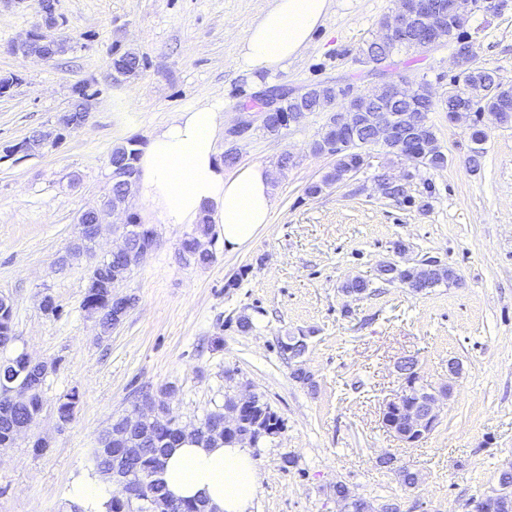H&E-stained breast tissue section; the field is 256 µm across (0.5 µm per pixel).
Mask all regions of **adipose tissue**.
<instances>
[{"label":"adipose tissue","instance_id":"1","mask_svg":"<svg viewBox=\"0 0 512 512\" xmlns=\"http://www.w3.org/2000/svg\"><path fill=\"white\" fill-rule=\"evenodd\" d=\"M330 0H276L249 30L237 66L258 78L296 59L323 25ZM221 109L204 106L178 113L155 133L138 161V190L161 223L196 224L217 213L224 247L250 246L275 208L269 166L253 163L227 172L219 156ZM161 477L171 496L203 500L212 512H248L259 488L251 449L244 444L185 441L162 459ZM114 486L98 472L76 477L68 491L81 512H109Z\"/></svg>","mask_w":512,"mask_h":512}]
</instances>
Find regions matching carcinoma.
Masks as SVG:
<instances>
[{
  "label": "carcinoma",
  "mask_w": 512,
  "mask_h": 512,
  "mask_svg": "<svg viewBox=\"0 0 512 512\" xmlns=\"http://www.w3.org/2000/svg\"><path fill=\"white\" fill-rule=\"evenodd\" d=\"M415 42L407 35L398 41L381 45L376 41H368L360 50L359 61L365 64L377 63L384 59H392L403 49H412ZM374 96L383 101L390 113L401 115L413 113L421 118L414 131V152L401 153L398 149L387 146L389 152L403 156L414 171L421 168L428 170L441 169L448 163V156L442 150L434 126L429 119V113L434 111L432 93L429 83L423 81L414 86L403 78L401 87L393 98L386 99L385 89L374 91ZM345 99L343 89L327 83H319L310 87L308 97L295 101L284 99L281 103V118L262 125V132L269 137L282 135L287 125L284 119L303 113L324 112L326 120L317 133L312 148L316 153H333L336 164L323 179L308 186L307 194L314 196L322 192L326 186H331L342 180L343 171L348 167H363L365 150L368 145L353 143L346 140H336V104ZM460 106L466 107L476 117L488 113L495 117L498 123L512 124V83L502 80L498 70L486 66L479 61H467L459 66L457 72L449 77L448 82V111L454 112ZM471 148L470 163L478 167L484 154L483 141L487 139L486 132L477 125L470 133ZM112 157L121 161L132 172H138L137 162L139 149L137 142L127 143L112 149ZM419 269L410 268H381L378 270L380 280L391 283L401 282L412 285ZM112 261L104 259L93 266L91 275L85 287L82 308L91 315H98L102 328H112ZM12 304L0 303V349H6L17 340L13 323ZM21 353L0 361V389L22 384L36 389L37 395L28 404L12 403L0 398V447L6 448L16 441L17 426L30 421L43 410L42 386L46 373L36 366H26L18 363ZM79 403V394L75 391L65 394L59 399L56 408L57 419L64 425L71 421L75 408ZM200 426L203 432L193 436L196 442L209 444L221 440L226 444L239 443L243 435L262 429L265 437H272L281 432L284 420L260 396H254L252 404L243 408L241 418L236 423H224V407H216L208 411ZM121 428L124 438L119 447L137 449L133 464L130 466L131 480H143L148 483L152 496L158 503H173V512H201L205 509L202 500L175 499L166 491L165 483L160 477L161 457L168 449L183 442L185 437L171 428L154 430L152 421L137 422L132 413L120 415L106 427L98 439L97 448L93 449L92 457L95 469L101 473L112 470V430ZM336 493L350 500V512H372V506L367 500L350 494L343 484L336 485Z\"/></svg>",
  "instance_id": "carcinoma-1"
}]
</instances>
